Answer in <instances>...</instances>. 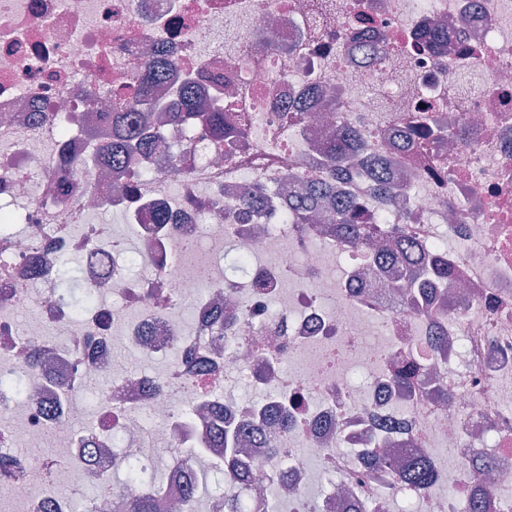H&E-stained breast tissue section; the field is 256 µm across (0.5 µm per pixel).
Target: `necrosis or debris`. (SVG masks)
<instances>
[{
    "mask_svg": "<svg viewBox=\"0 0 512 512\" xmlns=\"http://www.w3.org/2000/svg\"><path fill=\"white\" fill-rule=\"evenodd\" d=\"M162 49L172 66L153 100L171 103L192 78L246 140L179 155L160 174L102 170L91 157L110 138L114 100L85 98L127 85ZM344 123L361 156L388 153L403 190L378 200L356 165L336 193L450 263L432 311L399 287L400 264L374 267L329 225L269 232L283 186L324 180L313 143ZM417 125L441 130L437 150L410 142ZM242 186L270 211L242 212ZM107 208L128 217L134 247L98 222ZM161 210L170 223H154ZM203 224L197 249L173 255ZM443 236L458 247L437 250ZM228 250L251 264L220 288L219 335V287L191 267ZM66 260L95 272L99 300L79 317L54 292ZM135 264L149 273L130 275ZM184 302L188 332L174 313ZM28 306L38 316L25 321ZM173 342L180 355L163 371L133 365ZM412 349L420 372L396 383ZM94 380L104 401L86 426L80 397ZM271 409L287 428L261 429ZM224 416L254 474L247 503L295 473L288 512H395V468L421 448L437 478L415 512H512L496 493L512 481V0H0V451L14 461L0 470V512H73L71 491L93 482L96 512H111L113 478L132 462L142 496L165 463L169 512H189L190 486L224 459L205 444ZM46 436L51 458L26 454ZM369 444L393 468L370 471ZM187 452L203 467L180 469ZM315 470L332 482L314 495Z\"/></svg>",
    "mask_w": 512,
    "mask_h": 512,
    "instance_id": "necrosis-or-debris-1",
    "label": "necrosis or debris"
}]
</instances>
